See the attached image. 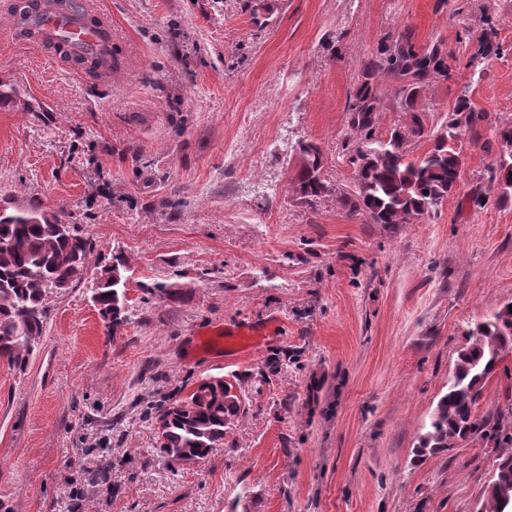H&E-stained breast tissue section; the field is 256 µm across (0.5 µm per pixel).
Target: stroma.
<instances>
[{
    "label": "stroma",
    "mask_w": 512,
    "mask_h": 512,
    "mask_svg": "<svg viewBox=\"0 0 512 512\" xmlns=\"http://www.w3.org/2000/svg\"><path fill=\"white\" fill-rule=\"evenodd\" d=\"M117 70L75 76L0 36V194L62 211L122 255L131 316L107 334L90 285L48 301L25 369L0 361V505L10 512H477L497 453L419 460L417 437L470 327L512 301V199L496 128L512 123V0H96ZM492 19L507 51L466 66ZM441 40L452 76L421 96L439 125L461 95L491 122L455 192L408 224L347 218L358 135L347 97L388 33ZM328 191L292 193L299 142ZM483 193V205L472 201ZM184 284L172 302L152 283ZM259 331L224 348L227 328ZM244 409L205 459L176 464L153 413L201 381ZM512 419V352L476 407Z\"/></svg>",
    "instance_id": "1"
}]
</instances>
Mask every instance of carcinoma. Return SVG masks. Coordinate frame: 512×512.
<instances>
[{
  "instance_id": "obj_1",
  "label": "carcinoma",
  "mask_w": 512,
  "mask_h": 512,
  "mask_svg": "<svg viewBox=\"0 0 512 512\" xmlns=\"http://www.w3.org/2000/svg\"><path fill=\"white\" fill-rule=\"evenodd\" d=\"M35 7L31 0H12L9 14L19 34L33 36L26 21ZM63 62L83 66L89 76H98V65L72 58L53 45ZM500 55L499 45L488 33L478 39V48L468 66L482 75L489 61ZM449 53L439 41L423 48L406 29L382 40L361 69L360 81L349 95L350 124L359 135L350 157L355 168L354 189L340 199L351 217L368 224H407L431 216L452 194L463 164L464 138L477 134L490 114L474 106L464 94L457 98L442 123L425 131L421 94L425 88L450 77ZM396 83L395 103L410 117L412 125L395 127L379 135L375 122L379 108L377 82ZM429 133L431 146L421 156L408 157L411 136ZM324 157L311 142L298 145L293 191L311 202L327 191L323 179ZM496 180L501 199L512 190V157L500 159ZM95 241L81 227L52 209L24 206L11 197L0 198V359L24 369L37 339L47 325V298L91 280L92 299L100 315L112 326L125 324L131 315L127 297L126 263L116 254L112 263L95 272L91 256ZM153 292L178 301L185 296L177 282H158ZM512 351V309L504 304L469 331L458 350L446 392L431 414L429 428L419 436L417 453L435 454L461 442L493 437L498 454L484 486L478 512H512V434L505 424L478 416L474 407L487 382L496 373L503 355ZM242 408L238 388L220 380L201 383L189 400L175 399L161 405L154 418L160 448L169 458L196 461L224 440V431Z\"/></svg>"
}]
</instances>
